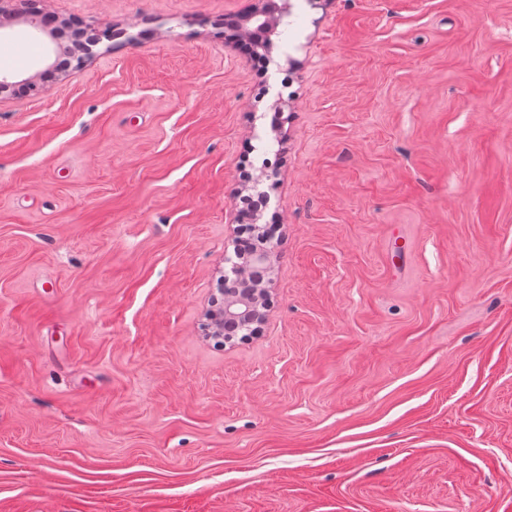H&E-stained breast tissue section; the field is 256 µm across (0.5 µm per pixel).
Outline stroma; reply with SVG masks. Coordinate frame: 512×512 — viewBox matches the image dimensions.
Masks as SVG:
<instances>
[{
	"mask_svg": "<svg viewBox=\"0 0 512 512\" xmlns=\"http://www.w3.org/2000/svg\"><path fill=\"white\" fill-rule=\"evenodd\" d=\"M258 4L46 0L115 37L0 99V512H512V0H291L260 62ZM251 233L259 237L262 245L254 250L235 251L236 259L231 263L230 273L225 271L221 279L222 302L219 309L209 314L208 335L215 338L225 336H252L267 319L269 288L277 242L264 225H250ZM236 270V272H234Z\"/></svg>",
	"mask_w": 512,
	"mask_h": 512,
	"instance_id": "obj_1",
	"label": "stroma"
}]
</instances>
